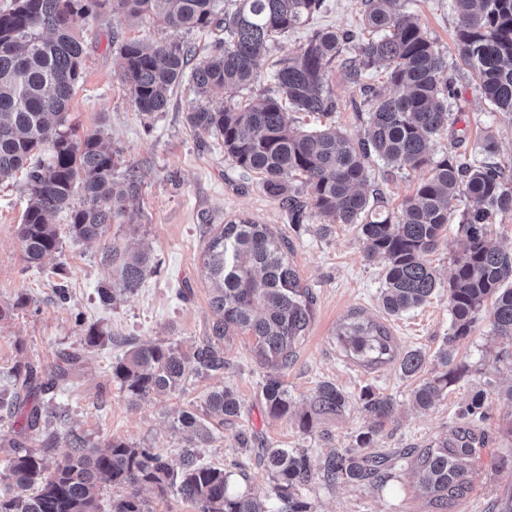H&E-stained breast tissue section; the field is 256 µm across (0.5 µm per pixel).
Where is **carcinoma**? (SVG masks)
Returning a JSON list of instances; mask_svg holds the SVG:
<instances>
[{
	"label": "carcinoma",
	"mask_w": 512,
	"mask_h": 512,
	"mask_svg": "<svg viewBox=\"0 0 512 512\" xmlns=\"http://www.w3.org/2000/svg\"><path fill=\"white\" fill-rule=\"evenodd\" d=\"M322 2L235 0V9L222 18L214 0H15L11 10L0 13V181L11 178L36 153L47 155L27 173L28 204L20 237L28 264L39 265L60 249L58 231L50 224L58 212L69 213L72 238L95 241L106 225L126 217V201L139 191L134 174L116 184L112 170L117 152L104 145L100 133L75 141L62 130L84 52L73 31V16L109 6L127 18L159 16L176 29H224V39L191 72L197 91L214 97L251 84L276 38L308 21ZM405 2L363 0L367 36L340 29L318 31L296 54L276 63L274 93L222 109L199 108L187 114V122L193 131L219 135L225 157L258 174L268 195L288 202L290 223H303L309 207L331 224L356 225L366 257L378 256L386 263L381 304L392 316L424 305L440 287L428 255L438 247L456 205L464 198L473 202L459 214V248L448 278L451 322L437 352L442 371L413 390L414 402L428 409L464 377L465 364L456 362L459 345L473 334L483 313H489L491 333L505 342L498 360L512 361V248L491 241L492 226L512 215V179L495 160L498 145L491 135L482 141L483 161L430 152L432 140L452 119L448 101L456 97L455 85L448 77L446 57ZM454 8L461 61L493 110L512 120V0H454ZM350 43L356 44L355 54L345 58L342 47ZM118 54L137 109L146 114L164 111L184 76L191 50L179 44L146 47L126 41ZM334 67L351 83L358 82L363 71L380 68L389 85L387 91L363 87L368 120L357 139L331 123L320 130L300 131L290 117L292 110L322 116L337 112L338 103L328 88ZM371 157L381 160L390 175L421 172L414 193L397 212L383 205L379 194L362 191L369 181ZM290 176L300 179L307 203L298 199ZM78 191L84 203L76 207L72 199ZM102 262L112 267V282L98 288L103 304L134 295L151 271L147 254L129 255L116 245L104 250ZM203 268L213 286L208 336L189 353L161 343L134 345L112 364V378L134 398L175 390L192 374L224 372V344L243 334L252 337L256 356L272 370L263 386L268 414L288 417L293 402L279 372L293 361L313 320V297L288 260V245L266 224L230 221L211 234ZM84 332L88 348L112 340V333L95 325ZM339 336L345 353L364 367H382L397 358L392 337L380 323H351ZM79 362L80 354L70 353L64 358L66 366L49 374L30 362L16 363L14 391L9 397L0 395V406L22 414L32 432L47 422L67 425L68 415L48 395ZM424 365L423 352L409 350L401 358L400 370L413 377ZM361 399L372 427L359 436L358 444L368 448L373 434L392 417L395 404L391 397L369 389ZM345 406V395L323 382L299 415V426L307 430L314 418L337 415ZM240 410L241 402L230 388L216 387L204 398L203 415L184 410L177 422L204 442L210 435L204 417L222 424ZM458 414L463 425L446 438L404 454L410 474L433 494L438 512H455L480 475L482 425L489 419L484 395L476 394ZM57 444L54 431L43 433L40 449L8 442V471L15 491L0 494V512H97L98 481L103 477L114 486L130 488L128 495L112 503V512H146L139 497L146 487L159 496L172 490L197 512H268L252 496L229 493L224 470L200 463L188 449L174 465L153 448L119 440L89 449L84 437L70 429L61 458L49 472L43 454L56 450ZM264 458L284 512H309L295 495L311 478L309 457L287 448H267ZM386 465L383 457L334 451L322 468L331 479L361 482Z\"/></svg>",
	"instance_id": "carcinoma-1"
}]
</instances>
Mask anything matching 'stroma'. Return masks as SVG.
Segmentation results:
<instances>
[{
    "label": "stroma",
    "instance_id": "obj_1",
    "mask_svg": "<svg viewBox=\"0 0 512 512\" xmlns=\"http://www.w3.org/2000/svg\"><path fill=\"white\" fill-rule=\"evenodd\" d=\"M407 2L448 61H455L454 0ZM362 11L361 0H324L306 25L278 38L257 79L241 93L212 100L195 94L185 80L173 91L168 108L151 116L138 111L122 80L116 41L135 39L148 46L182 43L202 52L216 39V31L174 29L153 17L130 20L108 9L74 16L84 53L66 128L77 141L101 133L118 154L119 171L136 172L140 191L127 203L134 223L107 225L99 241L88 243L71 238L67 214L58 213L52 222L60 232L59 251L31 266L19 235L27 204L26 174L21 171L0 182V308L5 311L0 318V391L10 388L16 361L24 359L50 372L66 354H80L77 373L58 383L53 402L67 412L70 427L88 443L133 442L160 450L173 461L185 448L195 447L201 462L230 472L231 492L264 500L269 512H279L281 503L264 462L268 448L297 449L310 457L312 477L300 489L309 512H429L428 494L398 459L405 449L423 448L445 437L458 424L459 406L480 392L492 407L484 426L490 437L482 452L484 473L457 512H497L502 498L512 494V404L501 396L512 386V367L496 360L499 344L488 323H481L460 345L458 359L468 365V375L449 387L434 407H416L412 392L420 379L441 370L436 353L449 332L447 289H438L414 311L387 315L380 302L385 263L378 257L366 258L355 225L326 227L313 214L303 224L289 223L287 205L265 193L259 176L228 160L221 139L194 133L186 122L194 108H219L243 97L256 100L273 93V61L295 53L316 30L360 32ZM453 75L459 90L451 105L455 121L433 139L432 152L439 156L453 151L472 158L489 133L497 139L501 155L512 157V124L492 111L465 71L457 69ZM365 83L380 87L384 81L373 69L358 85L343 79L339 71L329 75L339 104L334 121L354 137L362 134L368 118L361 95ZM369 166L370 188L380 189L393 208L412 193L419 178L418 173L405 171L382 177L383 164L374 158ZM238 217L270 225L285 239L301 285L315 298L310 329L280 379L297 415L323 382L336 385L347 406L339 415L314 420L307 431L300 429L297 415L275 419L267 414L261 386L268 369L253 353L250 337L238 336L225 345L229 367L224 373L193 376L186 391L139 399L112 379V364L123 356V348L108 342L94 348L83 344L85 327L96 324L134 342L170 343L191 350L211 320V287L203 272L208 231ZM114 245L147 249L154 270L134 296L105 305L97 290L111 281L112 269L102 263L101 255ZM61 269L71 292L64 305L54 293ZM20 295L27 297V305H16ZM356 316L386 326L399 349H421L426 365L420 377L402 376L395 364L370 370L346 357L336 332ZM216 387L232 389L243 409L239 416L225 418L223 425L212 426L211 439L200 443L192 432L174 427L173 421L189 404H202ZM366 389L392 396L395 402L391 419L371 443L373 453L393 458L392 475L383 482L360 484L344 478L327 480L321 470L323 458L334 450L357 454V438L371 426L360 400ZM242 431L253 436L244 449L236 441ZM495 453L507 457L505 466L492 463Z\"/></svg>",
    "mask_w": 512,
    "mask_h": 512
}]
</instances>
